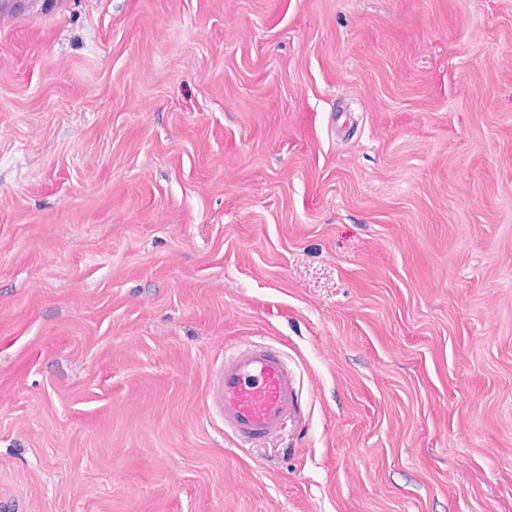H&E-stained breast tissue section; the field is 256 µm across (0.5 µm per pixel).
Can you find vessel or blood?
Wrapping results in <instances>:
<instances>
[{"label": "vessel or blood", "mask_w": 512, "mask_h": 512, "mask_svg": "<svg viewBox=\"0 0 512 512\" xmlns=\"http://www.w3.org/2000/svg\"><path fill=\"white\" fill-rule=\"evenodd\" d=\"M207 405L224 433L257 448L279 438L299 412L296 375L279 349L253 342L226 351L207 385Z\"/></svg>", "instance_id": "vessel-or-blood-1"}]
</instances>
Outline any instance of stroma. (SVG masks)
Instances as JSON below:
<instances>
[{
  "instance_id": "35a3bbf8",
  "label": "stroma",
  "mask_w": 512,
  "mask_h": 512,
  "mask_svg": "<svg viewBox=\"0 0 512 512\" xmlns=\"http://www.w3.org/2000/svg\"><path fill=\"white\" fill-rule=\"evenodd\" d=\"M248 340L260 450L206 407ZM0 497L512 512V0L0 14ZM206 397L224 435L249 448L279 438L299 412L295 372L282 351L264 343L225 351Z\"/></svg>"
}]
</instances>
